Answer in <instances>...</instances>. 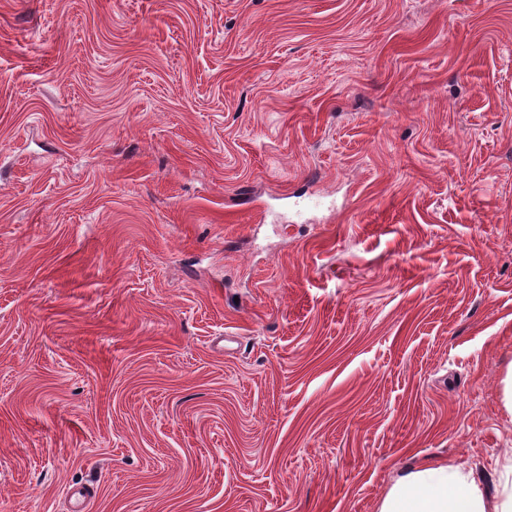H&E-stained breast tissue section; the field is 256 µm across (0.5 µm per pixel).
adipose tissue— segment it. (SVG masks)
Instances as JSON below:
<instances>
[{
  "instance_id": "adipose-tissue-1",
  "label": "adipose tissue",
  "mask_w": 512,
  "mask_h": 512,
  "mask_svg": "<svg viewBox=\"0 0 512 512\" xmlns=\"http://www.w3.org/2000/svg\"><path fill=\"white\" fill-rule=\"evenodd\" d=\"M379 512H512V461L495 498L464 467H427L400 476Z\"/></svg>"
}]
</instances>
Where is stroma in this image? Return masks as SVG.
I'll return each instance as SVG.
<instances>
[{"mask_svg":"<svg viewBox=\"0 0 512 512\" xmlns=\"http://www.w3.org/2000/svg\"><path fill=\"white\" fill-rule=\"evenodd\" d=\"M512 0H0V512H379L512 457Z\"/></svg>","mask_w":512,"mask_h":512,"instance_id":"obj_1","label":"stroma"}]
</instances>
